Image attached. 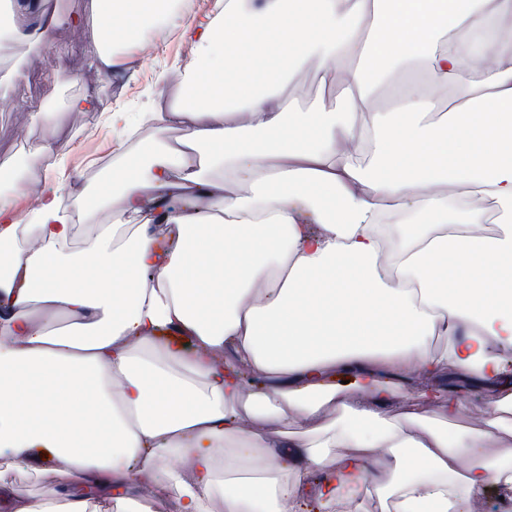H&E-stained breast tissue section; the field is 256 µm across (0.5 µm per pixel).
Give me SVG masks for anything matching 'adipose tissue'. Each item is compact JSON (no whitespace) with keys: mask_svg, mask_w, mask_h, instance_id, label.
I'll use <instances>...</instances> for the list:
<instances>
[{"mask_svg":"<svg viewBox=\"0 0 512 512\" xmlns=\"http://www.w3.org/2000/svg\"><path fill=\"white\" fill-rule=\"evenodd\" d=\"M171 3L94 0L99 69ZM181 36L200 56L159 139L88 202L131 223L0 196V512L512 502V0H224ZM308 52L340 92L303 110ZM397 71L424 78L374 108ZM449 369L491 393L486 428L426 386ZM467 512H503V502L499 499L498 492L494 487L488 489L485 493L467 502Z\"/></svg>","mask_w":512,"mask_h":512,"instance_id":"adipose-tissue-1","label":"adipose tissue"}]
</instances>
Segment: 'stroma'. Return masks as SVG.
I'll return each mask as SVG.
<instances>
[{
    "label": "stroma",
    "mask_w": 512,
    "mask_h": 512,
    "mask_svg": "<svg viewBox=\"0 0 512 512\" xmlns=\"http://www.w3.org/2000/svg\"><path fill=\"white\" fill-rule=\"evenodd\" d=\"M44 14L54 20L53 43L33 51L14 46L0 59V194L13 195L18 185L29 188L18 198L22 214L37 206L40 193L60 196L69 208L83 199L105 194L112 185L113 170L128 156L144 153L157 136L152 124L138 125L131 133L113 131L109 112H156L167 103L166 94L198 62L196 46L180 38L181 17H173L164 36L143 28L134 41H118L124 64L120 73L106 76L85 52V40L98 18L92 0H41ZM326 65L320 57L306 56L289 82L287 95L306 105L319 95L336 96L335 83H322ZM87 96L94 107L74 111L73 98ZM64 144L65 164L44 158L32 167L46 136ZM464 408L458 429L483 426L492 413L487 389L456 376L439 379Z\"/></svg>",
    "instance_id": "35a3bbf8"
}]
</instances>
